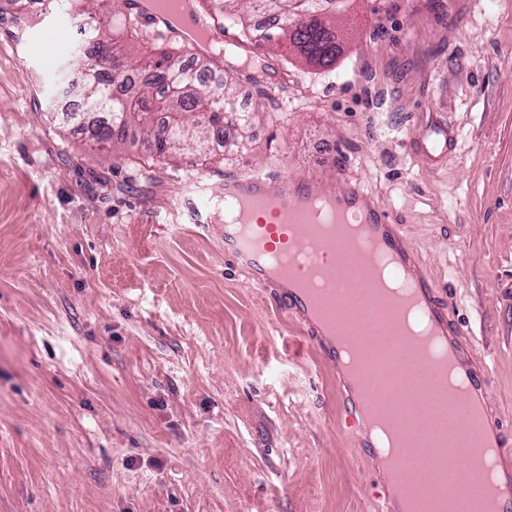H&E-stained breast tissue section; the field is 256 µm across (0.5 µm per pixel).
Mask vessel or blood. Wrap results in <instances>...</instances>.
Listing matches in <instances>:
<instances>
[{"label":"vessel or blood","instance_id":"1","mask_svg":"<svg viewBox=\"0 0 512 512\" xmlns=\"http://www.w3.org/2000/svg\"><path fill=\"white\" fill-rule=\"evenodd\" d=\"M143 0H124V7L139 25L164 34L169 41H180L186 52L197 53V46L185 40L171 22L170 0H152V8H144ZM318 181L295 185L285 179L256 174L233 181L224 193L225 206L237 217L235 224L225 227L226 255L234 262L250 268L261 288L279 291L280 306L296 322L302 324L311 341L335 334L347 336L357 350L376 347L380 360L376 365L373 408L392 410V425L404 434L425 439L426 448L404 458L403 466L413 473L407 493L415 502V512H428L434 492L448 500L458 498L466 483L471 464L483 451L490 431L500 430L501 423L491 412L489 395L481 383L479 371L462 367L468 385L466 394H449L439 371L425 357L420 347L404 343L373 344L361 330H347L345 321L336 317V278L343 272L342 255L350 252L345 243L322 237L317 220L307 215L305 205L321 195ZM339 207L364 220L367 235L376 237L384 253L405 251L406 232L401 224L384 214L379 206L370 205L363 189L343 183L331 195ZM297 256L308 260L318 273L322 293L313 294L302 287L288 288L296 272L290 267L275 268L269 263L273 254ZM409 278L422 297L423 307L431 323L447 338H454L447 322L448 304L438 296L430 276L410 271ZM454 432L462 450L452 463L440 460L437 451L443 433ZM485 494L496 512H512V481L486 486Z\"/></svg>","mask_w":512,"mask_h":512}]
</instances>
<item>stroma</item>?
<instances>
[{"label":"stroma","instance_id":"obj_1","mask_svg":"<svg viewBox=\"0 0 512 512\" xmlns=\"http://www.w3.org/2000/svg\"><path fill=\"white\" fill-rule=\"evenodd\" d=\"M343 20L331 71L248 46L259 115L201 163L61 128L78 21L0 0V512H375L335 367L224 257V182L257 172L361 183L404 224L512 447V0Z\"/></svg>","mask_w":512,"mask_h":512}]
</instances>
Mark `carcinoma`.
<instances>
[{"label": "carcinoma", "mask_w": 512, "mask_h": 512, "mask_svg": "<svg viewBox=\"0 0 512 512\" xmlns=\"http://www.w3.org/2000/svg\"><path fill=\"white\" fill-rule=\"evenodd\" d=\"M112 0H48V5L80 9L89 19L80 30L81 64L75 69L82 80L81 98L85 111L105 116L95 124L94 139L103 148L124 144L129 128L138 126L143 139L152 144L154 154L164 157L184 150L198 159H207L215 135L232 126L244 136L250 118L235 108L231 85H210L206 77L213 71L210 58H197L194 71L182 66L180 47L170 45L154 53L124 46L119 60L111 35L97 26L96 16L109 9ZM211 17L242 27L244 41L276 43L289 50L306 66L333 70L343 52L336 35V6L347 0H206ZM261 12L282 21L266 32L248 24L247 16Z\"/></svg>", "instance_id": "obj_1"}]
</instances>
